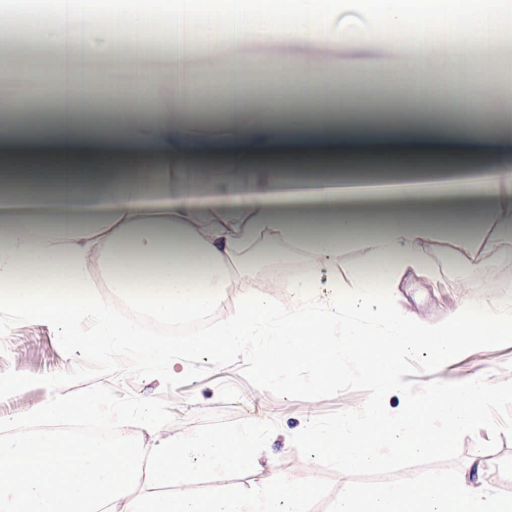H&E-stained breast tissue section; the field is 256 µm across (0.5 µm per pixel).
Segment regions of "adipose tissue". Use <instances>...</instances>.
<instances>
[{
	"label": "adipose tissue",
	"instance_id": "adipose-tissue-1",
	"mask_svg": "<svg viewBox=\"0 0 512 512\" xmlns=\"http://www.w3.org/2000/svg\"><path fill=\"white\" fill-rule=\"evenodd\" d=\"M379 19L371 36L429 49L435 35L440 58L455 82L482 33L512 39V14L476 12L473 0H364ZM161 20L166 51L161 67L142 69L138 89L169 88L147 111L83 112L87 94L81 60L111 82L118 45L136 47L147 18ZM0 30L13 55L40 43L54 51L49 72L52 109L34 111L28 92L0 106V288L35 323L97 320V335L77 336L83 348L137 351L144 366L175 354L221 357L255 351L258 386L288 383L296 364L332 380L348 356H357L382 390L402 387L398 354L421 348L445 361L466 346H487L512 334V318L479 315L426 328L412 319L392 322L385 335L352 324L345 339L333 333L338 303L320 297L312 281L289 280L305 311L290 314L250 295L238 314L197 341L149 337L135 323L111 317L110 298L170 324H185L224 304L231 267L245 241L267 235L304 243L313 270L356 238L373 262L358 279L351 304L365 314L387 288L398 287L423 263L421 246L442 233L433 210H400L370 224L353 198H413L481 191L512 213V145L480 178L470 174L462 145L501 142L499 126L484 111L512 85L489 77L467 93L465 112L451 122L420 111L399 123L364 125L335 110L337 88L328 74L307 68L303 81L315 106L289 119L284 83L263 87V99L246 109L251 88L243 80L240 48L246 39L279 47L321 40L339 42L350 29L336 23L334 0H35L26 13L0 0ZM213 49L221 86L196 83L202 50ZM218 97L219 125L196 120L199 98ZM414 169L406 180L355 179L349 168ZM102 267L112 290L100 295L86 277Z\"/></svg>",
	"mask_w": 512,
	"mask_h": 512
}]
</instances>
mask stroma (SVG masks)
I'll return each instance as SVG.
<instances>
[{
	"mask_svg": "<svg viewBox=\"0 0 512 512\" xmlns=\"http://www.w3.org/2000/svg\"><path fill=\"white\" fill-rule=\"evenodd\" d=\"M339 19L351 21L358 37L335 43L314 42L307 51L272 52L269 44L249 41L243 45L245 58H273L267 78L284 76L283 62H301L310 55L314 66L323 68L331 62L341 67L339 77L343 93L339 108L345 112H368L375 117L399 119L415 114L414 102H398L397 79L403 75L412 53L387 41H370L365 34L374 29L377 20L367 13L360 0H336ZM266 257L259 261L241 259L232 280L224 290L223 309L213 312L210 324L221 325L226 316L240 310L250 293H262L275 307L289 313L302 311V303L289 295L288 278L314 279L316 292L338 299L337 332H344L353 321H360L371 333L385 331L393 320L417 315L428 325L462 319L465 302L495 300L512 304V268L501 265L498 256L479 261L468 260L470 241L464 237H438L424 246L425 269L410 275L399 288L385 297L384 317L354 318L347 309L356 295V276L365 263L363 248L349 242L340 247L319 274H312L309 254L302 243L274 239L265 244ZM71 358L60 349L54 329L47 324L31 322L22 313L0 308V372L13 369L32 375L69 370ZM404 380L419 384L439 379L456 382L473 376L491 375L492 379L512 377V335L501 337L491 346L467 347L453 359L435 362L426 351L417 349L400 357ZM362 393L346 392L329 399L298 400L278 398L250 386L239 368L215 370L208 377L181 385L171 394L172 411L177 420L175 431L189 432L197 415L205 410H225L242 419H274L278 431L271 437L261 458L270 468L292 479L324 475L323 467L303 459L291 443L307 419L337 409L359 406ZM487 430L478 437H465L459 474L476 485L495 490L512 491V440L501 439L491 453L476 451V440H489Z\"/></svg>",
	"mask_w": 512,
	"mask_h": 512,
	"instance_id": "1",
	"label": "stroma"
}]
</instances>
